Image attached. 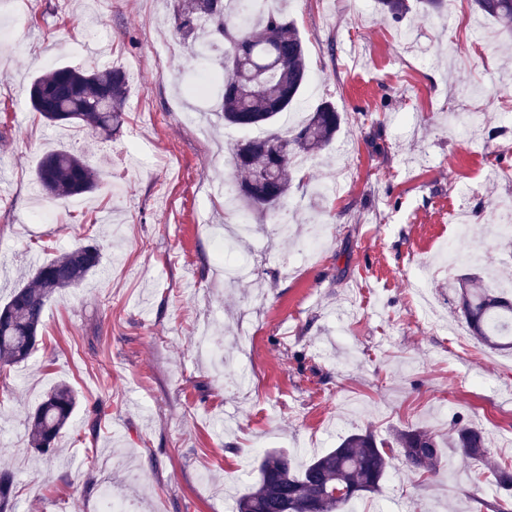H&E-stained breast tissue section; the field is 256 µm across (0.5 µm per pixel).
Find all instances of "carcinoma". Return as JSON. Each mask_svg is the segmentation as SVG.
Instances as JSON below:
<instances>
[{
	"label": "carcinoma",
	"instance_id": "1",
	"mask_svg": "<svg viewBox=\"0 0 512 512\" xmlns=\"http://www.w3.org/2000/svg\"><path fill=\"white\" fill-rule=\"evenodd\" d=\"M244 19L233 17L237 0H176V35L198 46L221 51L224 61L240 59L227 71L220 95L224 126L256 129L247 161L234 163L240 175L238 196L249 211L265 216L280 208L291 185L290 168L298 157L326 150L341 125L330 102L318 104L299 124L274 128L277 117L297 104L308 80L303 39L295 25L263 0H249ZM445 0H378L379 9L400 20L412 11L441 13ZM477 10L498 21H512V0H474ZM129 75L121 68L59 66L30 85L33 111L50 123H67L110 134L121 122ZM36 179L50 196L65 199L88 193L99 172L81 156L58 149L41 159ZM102 262L95 243L78 245L41 264L31 280L13 290L0 306V368L25 361L33 352L46 305L60 292L78 286ZM456 308L470 335L495 350L512 351V297L499 284L466 276L454 285ZM79 399L61 383L49 390L28 416L29 444L37 453L56 452L55 441L68 425ZM393 444L402 462L415 472L434 475L442 463V441L422 426L395 431ZM448 447L460 456L488 462L483 428L457 420L448 431ZM394 456L370 432L351 433L338 445L314 456L303 469L288 454L269 451L258 466V479L234 498L232 512H346L362 493H378ZM494 485L512 493V464L490 465ZM14 473L0 469V512H11Z\"/></svg>",
	"mask_w": 512,
	"mask_h": 512
}]
</instances>
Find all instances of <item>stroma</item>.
Returning <instances> with one entry per match:
<instances>
[{"label": "stroma", "instance_id": "35a3bbf8", "mask_svg": "<svg viewBox=\"0 0 512 512\" xmlns=\"http://www.w3.org/2000/svg\"><path fill=\"white\" fill-rule=\"evenodd\" d=\"M305 43L299 113L342 116L322 160L292 171L278 213L254 223L231 282L212 225L226 205L232 152L247 138L195 99V50L176 39L174 0H0L14 41L0 47V303L35 269L92 241L101 267L51 300L28 361L0 372V465L14 512H99L105 488L130 512H230L261 454L297 464L368 430L453 420L486 429L490 458L512 463V353L479 344L449 281L488 269L512 280L502 244L450 265L453 210L473 228L512 198V35L473 0L442 16L394 20L375 0H283ZM130 75L125 122L104 138L30 110L33 77L59 65ZM480 118L460 132L468 113ZM65 148L100 173L97 190L42 193L35 168ZM291 224V240L276 230ZM65 383L80 404L56 453L34 454L29 412ZM484 464L444 450L437 475L394 460L380 493L352 512H491Z\"/></svg>", "mask_w": 512, "mask_h": 512}]
</instances>
